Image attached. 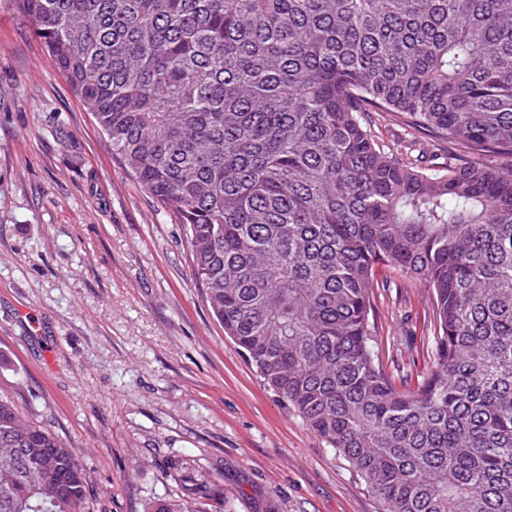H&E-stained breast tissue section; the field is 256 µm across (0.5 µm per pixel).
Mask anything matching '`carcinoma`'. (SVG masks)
<instances>
[{
  "label": "carcinoma",
  "mask_w": 512,
  "mask_h": 512,
  "mask_svg": "<svg viewBox=\"0 0 512 512\" xmlns=\"http://www.w3.org/2000/svg\"><path fill=\"white\" fill-rule=\"evenodd\" d=\"M12 3L183 226L224 334L382 512H512V0ZM421 131L447 161L412 156ZM381 265L433 299L413 388L377 350ZM166 470L149 512H202L213 475ZM88 481L0 395V512H91ZM373 130L378 138L388 144L391 148L397 146V142L403 137L404 128L392 119H382L374 116Z\"/></svg>",
  "instance_id": "obj_1"
}]
</instances>
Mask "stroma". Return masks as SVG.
Here are the masks:
<instances>
[{"mask_svg": "<svg viewBox=\"0 0 512 512\" xmlns=\"http://www.w3.org/2000/svg\"><path fill=\"white\" fill-rule=\"evenodd\" d=\"M388 374L434 353L427 288L381 268ZM0 393L72 448L94 512H146L206 467L205 512H380L212 316L183 228L138 184L11 0H0Z\"/></svg>", "mask_w": 512, "mask_h": 512, "instance_id": "stroma-1", "label": "stroma"}]
</instances>
